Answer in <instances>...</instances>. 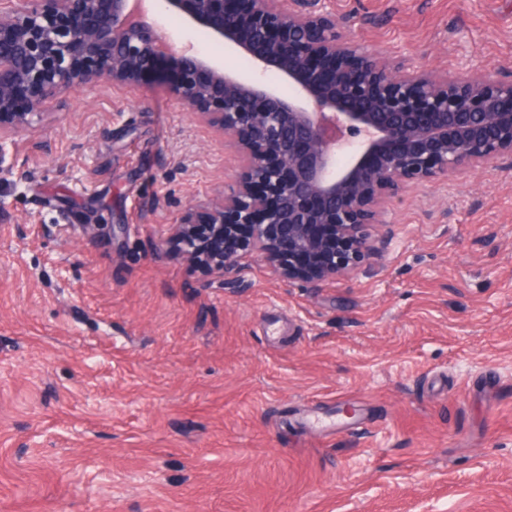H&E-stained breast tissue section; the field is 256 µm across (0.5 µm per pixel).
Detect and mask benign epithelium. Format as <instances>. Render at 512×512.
Returning <instances> with one entry per match:
<instances>
[{"label": "benign epithelium", "instance_id": "obj_1", "mask_svg": "<svg viewBox=\"0 0 512 512\" xmlns=\"http://www.w3.org/2000/svg\"><path fill=\"white\" fill-rule=\"evenodd\" d=\"M165 12L247 58L265 81L178 49L140 0H9L0 7V147L44 103L153 78L230 138L222 203L176 239L192 263L238 275L260 257L315 286L379 250L363 232L400 185L512 160V81L406 70L371 56L317 0H162Z\"/></svg>", "mask_w": 512, "mask_h": 512}]
</instances>
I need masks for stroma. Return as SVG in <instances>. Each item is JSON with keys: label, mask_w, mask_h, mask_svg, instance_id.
<instances>
[{"label": "stroma", "mask_w": 512, "mask_h": 512, "mask_svg": "<svg viewBox=\"0 0 512 512\" xmlns=\"http://www.w3.org/2000/svg\"><path fill=\"white\" fill-rule=\"evenodd\" d=\"M324 2L380 61L512 80V0ZM236 167L153 81L0 146V512H512V168L404 185L314 286L171 244Z\"/></svg>", "instance_id": "obj_1"}]
</instances>
